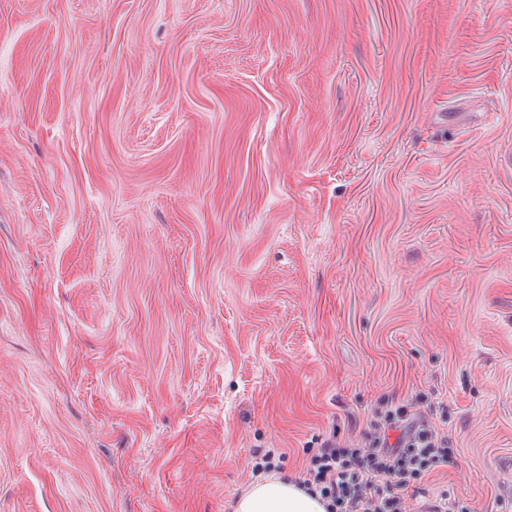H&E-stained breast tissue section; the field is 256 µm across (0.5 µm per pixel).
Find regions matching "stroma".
<instances>
[{"label": "stroma", "instance_id": "stroma-1", "mask_svg": "<svg viewBox=\"0 0 512 512\" xmlns=\"http://www.w3.org/2000/svg\"><path fill=\"white\" fill-rule=\"evenodd\" d=\"M414 393L512 512V0H0V512H226Z\"/></svg>", "mask_w": 512, "mask_h": 512}]
</instances>
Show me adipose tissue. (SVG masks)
<instances>
[{
	"mask_svg": "<svg viewBox=\"0 0 512 512\" xmlns=\"http://www.w3.org/2000/svg\"><path fill=\"white\" fill-rule=\"evenodd\" d=\"M228 508L229 512H326L322 500L279 475L258 476Z\"/></svg>",
	"mask_w": 512,
	"mask_h": 512,
	"instance_id": "1",
	"label": "adipose tissue"
}]
</instances>
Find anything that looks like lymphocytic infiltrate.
I'll return each mask as SVG.
<instances>
[{"label": "lymphocytic infiltrate", "instance_id": "obj_1", "mask_svg": "<svg viewBox=\"0 0 512 512\" xmlns=\"http://www.w3.org/2000/svg\"><path fill=\"white\" fill-rule=\"evenodd\" d=\"M432 416L422 397L388 399L357 439L334 436L315 449L298 485L326 512H467L460 501L428 493L429 475L455 455Z\"/></svg>", "mask_w": 512, "mask_h": 512}]
</instances>
